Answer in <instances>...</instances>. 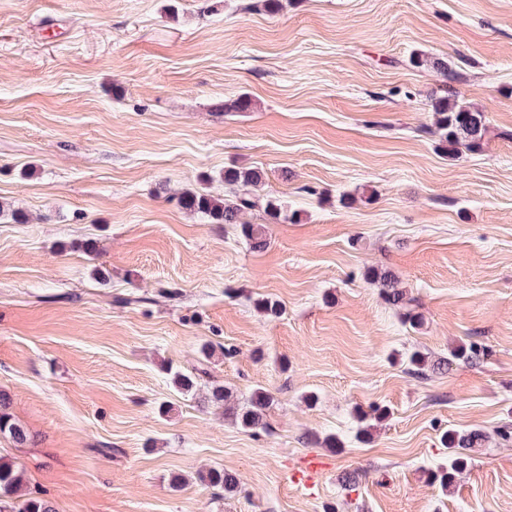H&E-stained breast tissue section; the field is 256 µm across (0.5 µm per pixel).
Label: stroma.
Here are the masks:
<instances>
[{
	"mask_svg": "<svg viewBox=\"0 0 512 512\" xmlns=\"http://www.w3.org/2000/svg\"><path fill=\"white\" fill-rule=\"evenodd\" d=\"M283 5L0 0V207L26 215L0 216V390L31 436L0 456L56 512H512V0ZM445 85L485 113L481 151L442 150ZM255 167L265 249L177 204ZM472 343L479 365L408 370ZM195 366L232 405L266 390L264 427L178 391ZM449 430L488 439L444 493ZM310 456L322 476L294 483ZM368 277L381 287L388 303L394 306L407 303L405 293L398 288L396 276L391 271L373 270L368 273Z\"/></svg>",
	"mask_w": 512,
	"mask_h": 512,
	"instance_id": "obj_1",
	"label": "stroma"
}]
</instances>
